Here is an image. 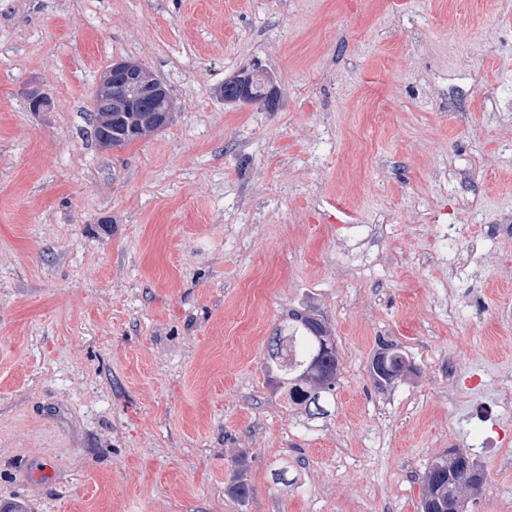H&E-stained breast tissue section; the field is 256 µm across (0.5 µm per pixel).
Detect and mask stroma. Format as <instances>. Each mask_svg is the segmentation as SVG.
I'll return each instance as SVG.
<instances>
[{
    "label": "stroma",
    "instance_id": "35a3bbf8",
    "mask_svg": "<svg viewBox=\"0 0 512 512\" xmlns=\"http://www.w3.org/2000/svg\"><path fill=\"white\" fill-rule=\"evenodd\" d=\"M121 60L175 110L113 149ZM256 66L277 111L218 94ZM507 214L512 0H0V512H421L451 450L512 512ZM299 308L339 358L315 421L263 369ZM378 350L381 351L373 357L370 366V374L377 386L390 385L410 372L409 362L396 344L383 341L380 342ZM232 462V480L227 490L240 502H246L251 493V487L247 480L245 459L235 454L231 459Z\"/></svg>",
    "mask_w": 512,
    "mask_h": 512
}]
</instances>
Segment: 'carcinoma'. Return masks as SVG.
<instances>
[{
    "instance_id": "obj_1",
    "label": "carcinoma",
    "mask_w": 512,
    "mask_h": 512,
    "mask_svg": "<svg viewBox=\"0 0 512 512\" xmlns=\"http://www.w3.org/2000/svg\"><path fill=\"white\" fill-rule=\"evenodd\" d=\"M267 76L264 71L253 70L243 78L251 99H267L270 85ZM120 96L127 100V108L118 104L112 106L109 122L101 116L99 98H94L93 132L98 142L106 147L126 146L141 138L140 130L147 123L150 131L159 130L156 120L171 101L168 93L147 95L136 87L124 89ZM378 349L371 362V376L377 386L390 385L410 372L409 362L396 344L383 341ZM267 351V371L274 388L285 392L305 417L327 415L325 403L336 388L339 368L336 341L330 327L305 308L290 310L270 337ZM231 462L233 475L227 490L237 500L245 502L251 493L245 459L236 454ZM474 465V459L462 452H448L433 459L425 475L422 512H427L429 507L434 512H448L454 505L468 509L463 486L458 480L465 468Z\"/></svg>"
}]
</instances>
